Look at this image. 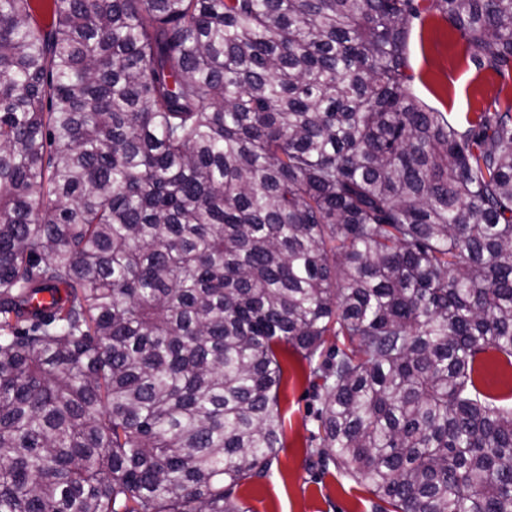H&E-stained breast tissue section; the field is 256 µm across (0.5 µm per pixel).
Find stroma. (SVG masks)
I'll return each mask as SVG.
<instances>
[{"mask_svg": "<svg viewBox=\"0 0 512 512\" xmlns=\"http://www.w3.org/2000/svg\"><path fill=\"white\" fill-rule=\"evenodd\" d=\"M408 88L427 109L455 121L494 107L512 96V79L493 69L476 70L464 41L448 21L432 13L414 21L408 36ZM283 379L279 408L286 446L265 475L242 483L236 495L250 512H375V498L348 470L317 462L316 412L321 392L311 367L299 353L281 352ZM473 379L483 392L512 406V366L488 349L474 363Z\"/></svg>", "mask_w": 512, "mask_h": 512, "instance_id": "35a3bbf8", "label": "stroma"}]
</instances>
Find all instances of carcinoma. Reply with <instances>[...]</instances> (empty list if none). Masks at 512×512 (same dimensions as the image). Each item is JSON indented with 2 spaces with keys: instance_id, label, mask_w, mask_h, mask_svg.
Listing matches in <instances>:
<instances>
[{
  "instance_id": "obj_1",
  "label": "carcinoma",
  "mask_w": 512,
  "mask_h": 512,
  "mask_svg": "<svg viewBox=\"0 0 512 512\" xmlns=\"http://www.w3.org/2000/svg\"><path fill=\"white\" fill-rule=\"evenodd\" d=\"M0 0V512H251L279 351L377 512H512V99L407 88L512 0ZM343 347H326V336ZM408 88L432 112H445L464 122L495 101L511 97L512 80L486 68L477 71L464 51V41L439 14L415 20L408 36ZM473 379L483 392L497 397L500 404L512 406V368L506 359L493 349L476 356Z\"/></svg>"
}]
</instances>
